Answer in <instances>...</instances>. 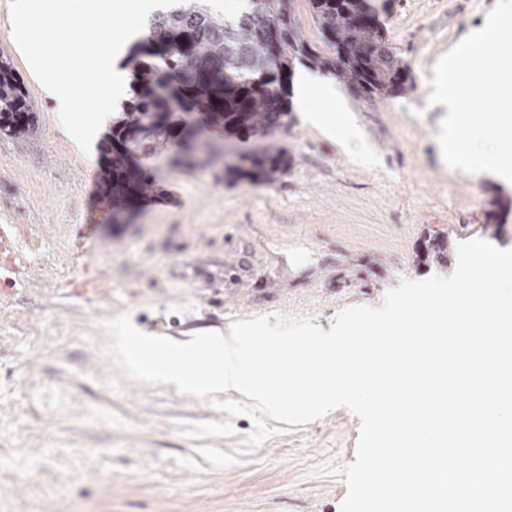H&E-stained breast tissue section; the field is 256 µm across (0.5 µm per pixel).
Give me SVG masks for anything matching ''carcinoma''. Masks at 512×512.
Returning <instances> with one entry per match:
<instances>
[{"instance_id":"obj_1","label":"carcinoma","mask_w":512,"mask_h":512,"mask_svg":"<svg viewBox=\"0 0 512 512\" xmlns=\"http://www.w3.org/2000/svg\"><path fill=\"white\" fill-rule=\"evenodd\" d=\"M207 0H186L156 13L144 39L132 44L123 66L129 97L112 114L111 131L100 142L112 153L101 170L112 220L119 222L136 201L159 194L147 160L185 136L203 165L224 156V176L272 183L288 170L284 148L232 154L200 137L217 128L224 138L264 134L291 123L285 84L298 66L333 75L356 98L375 100L403 94L411 85L385 44L369 0H305L322 53L304 37L296 0H246L235 22L213 13ZM157 122L147 127V122ZM34 112L10 64L0 58V132L34 130Z\"/></svg>"}]
</instances>
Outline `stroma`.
<instances>
[{"label":"stroma","mask_w":512,"mask_h":512,"mask_svg":"<svg viewBox=\"0 0 512 512\" xmlns=\"http://www.w3.org/2000/svg\"><path fill=\"white\" fill-rule=\"evenodd\" d=\"M0 0V57L23 81L32 137L0 134V225L41 242L44 275L0 291V512H340L360 420L340 406L252 447L251 419L166 384L126 379L106 320L179 342L260 315L330 330L351 306L377 308L403 281L446 277L460 244L512 249V182L449 168L429 102L439 57L484 27L497 0H370L409 92L345 94L358 134L327 135L294 110L265 138L288 150L272 183L172 169L162 197L112 223L83 152L17 46ZM448 241L438 259L431 244Z\"/></svg>","instance_id":"obj_1"}]
</instances>
